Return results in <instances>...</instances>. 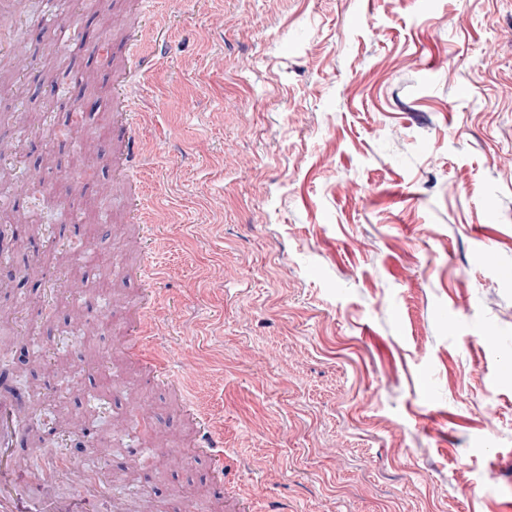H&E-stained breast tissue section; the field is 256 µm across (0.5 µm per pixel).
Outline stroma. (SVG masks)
Returning a JSON list of instances; mask_svg holds the SVG:
<instances>
[{
    "mask_svg": "<svg viewBox=\"0 0 512 512\" xmlns=\"http://www.w3.org/2000/svg\"><path fill=\"white\" fill-rule=\"evenodd\" d=\"M68 18L109 59L16 0L29 68L0 60V395L28 496L69 495L68 463L160 512H512V0ZM78 109L91 155L61 135Z\"/></svg>",
    "mask_w": 512,
    "mask_h": 512,
    "instance_id": "35a3bbf8",
    "label": "stroma"
}]
</instances>
